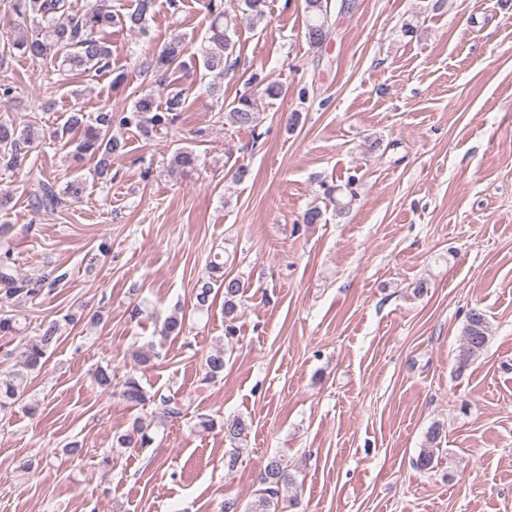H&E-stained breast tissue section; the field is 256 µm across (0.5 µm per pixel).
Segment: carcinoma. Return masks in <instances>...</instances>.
<instances>
[{"label": "carcinoma", "mask_w": 512, "mask_h": 512, "mask_svg": "<svg viewBox=\"0 0 512 512\" xmlns=\"http://www.w3.org/2000/svg\"><path fill=\"white\" fill-rule=\"evenodd\" d=\"M266 0H240L239 7L251 24L260 22L265 16ZM155 0H131L130 8L124 13L112 11L109 0H97L96 5L82 12L73 10L71 0H11V8L23 22L31 25L32 34L17 36L8 47L34 61L54 55L58 62L59 75L74 71L102 73L112 68V48L106 38V29L112 26L125 27L130 31L143 32L148 17L154 8ZM207 8L211 20L208 36L199 53L204 68L214 77L224 75L228 58L235 48L233 33L235 27L220 10L216 0H209ZM305 37L313 47L321 46L327 40L331 23L328 3L325 0H305ZM186 37L180 32L171 34L164 49L157 55H146L138 64L139 73L151 80L153 88L141 94L131 109L114 115L112 111L100 112L94 120L87 119L84 112L74 110L67 114L62 131L79 136L68 141L72 147L70 155L75 161L86 158L95 161L92 178L106 181L114 162L126 154L127 143L113 126L134 127L144 134L162 133L174 126L180 112L185 108V89L181 78L190 70L186 60ZM251 91L243 92L229 103H224L221 85L212 82L206 92L214 100L219 110L225 112L229 122L239 128L256 130L259 126V112L256 96L276 99L281 95V87L253 75L248 82ZM166 95L165 101L157 100L156 91ZM33 142L29 129H18L12 120L0 121V144L7 150L0 153V168L11 169L18 165L22 150ZM176 170L194 171L199 166V156L189 148L176 151L170 160ZM355 179H348L344 185H331L324 189V195L338 205V212L349 208L354 198ZM10 248L0 249V283L5 287L0 302L13 298L33 297L40 291L46 279H18L10 264ZM245 284L238 277L224 272V264L216 260L208 265V274L195 289L193 308L199 313L209 312L218 296H223L224 336L234 337L237 333L235 321L242 303ZM186 315L177 308L163 321L161 336L177 338L186 332ZM74 315L66 314L61 319L45 323L33 336L21 337L23 350L20 361L8 371L0 372V412L18 403L24 404L26 411L35 415L40 411L39 401L28 393V380L40 371L46 363L49 350L57 344L64 325L71 323ZM463 343L458 355L459 367H465L473 358L484 351L489 338V325L486 315L471 310L462 331ZM224 347L212 349L205 357L203 380L211 383L224 374ZM120 395L126 401L145 406L155 402L142 386L136 372H128L121 383ZM190 407V399L162 397L160 411L154 419L141 416L133 419L129 427L115 437L121 448H145L153 441L152 427L155 420L165 421L184 416ZM198 427L205 432L221 428L224 441L230 447L224 452V467L232 471L242 463L246 453L248 438L252 432V422L236 417L218 425L208 416H200ZM443 427L435 423L427 434L428 446L422 449L416 459V467L422 471L433 468L434 447L441 442ZM295 482L287 462L280 457L267 460L258 479V488L253 500L245 507L233 496L224 498L221 512H281V493Z\"/></svg>", "instance_id": "cac0c4a2"}]
</instances>
